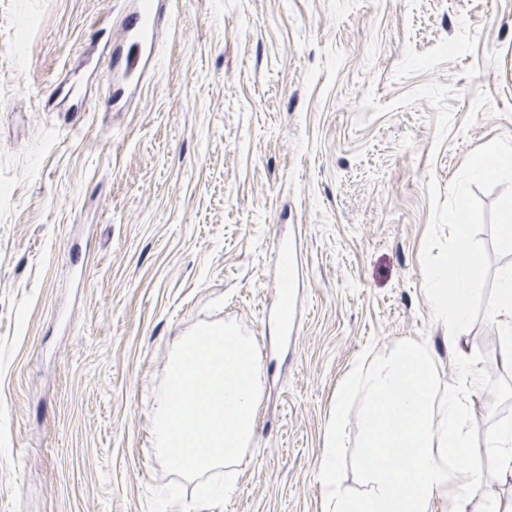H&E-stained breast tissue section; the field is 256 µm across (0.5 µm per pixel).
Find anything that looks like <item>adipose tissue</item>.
I'll list each match as a JSON object with an SVG mask.
<instances>
[{
    "instance_id": "obj_1",
    "label": "adipose tissue",
    "mask_w": 512,
    "mask_h": 512,
    "mask_svg": "<svg viewBox=\"0 0 512 512\" xmlns=\"http://www.w3.org/2000/svg\"><path fill=\"white\" fill-rule=\"evenodd\" d=\"M345 390L331 411L321 459L327 512H429L432 500L448 491L449 458L459 460L458 484L465 490L485 485L488 473L502 468L501 450L512 448V425H506L491 440L497 453L489 458L487 473L464 466L462 399L454 391L440 392L433 359L422 346L386 356L368 353ZM351 392L364 397L362 465L373 481L361 497L343 494L336 483V461L346 448L341 424Z\"/></svg>"
}]
</instances>
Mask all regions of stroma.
I'll return each mask as SVG.
<instances>
[{"label": "stroma", "instance_id": "obj_1", "mask_svg": "<svg viewBox=\"0 0 512 512\" xmlns=\"http://www.w3.org/2000/svg\"><path fill=\"white\" fill-rule=\"evenodd\" d=\"M135 3L0 0V512H147L170 481L151 407L203 321L241 325L264 367L236 489L209 512H325L336 397L365 352L409 343L463 391L482 469L512 423V358L485 308L449 340L420 247L430 176L512 135V0H166L154 67L115 103ZM66 82L84 111L56 99ZM362 411L354 396L336 465L353 497ZM456 495L512 512V468L462 493L449 467L430 512Z\"/></svg>", "mask_w": 512, "mask_h": 512}]
</instances>
